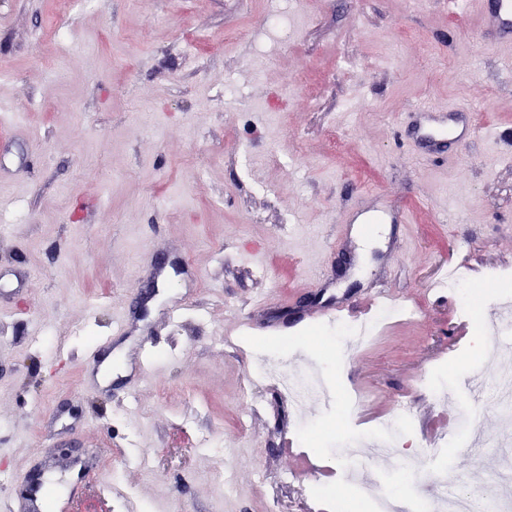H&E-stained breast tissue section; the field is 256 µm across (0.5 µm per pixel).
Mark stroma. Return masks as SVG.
<instances>
[{
	"mask_svg": "<svg viewBox=\"0 0 512 512\" xmlns=\"http://www.w3.org/2000/svg\"><path fill=\"white\" fill-rule=\"evenodd\" d=\"M0 0V508L29 465L103 452L76 512H365L329 457L400 404V441L454 491L512 462L493 405L512 357L471 354L512 291V49L465 0ZM482 132L419 155V103ZM383 191L408 221L356 280L345 216ZM466 264L471 283L436 288ZM383 324L345 349L331 327ZM128 316V335L113 333ZM109 339L112 379L88 357ZM316 369L351 410L296 406L276 373ZM368 484L428 495L387 457Z\"/></svg>",
	"mask_w": 512,
	"mask_h": 512,
	"instance_id": "stroma-1",
	"label": "stroma"
}]
</instances>
